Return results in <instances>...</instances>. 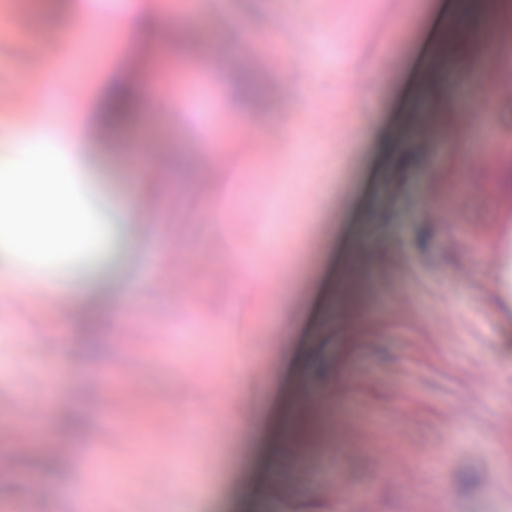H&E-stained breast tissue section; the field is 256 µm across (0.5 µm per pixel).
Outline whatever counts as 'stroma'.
<instances>
[{
  "label": "stroma",
  "instance_id": "1",
  "mask_svg": "<svg viewBox=\"0 0 512 512\" xmlns=\"http://www.w3.org/2000/svg\"><path fill=\"white\" fill-rule=\"evenodd\" d=\"M464 2L157 0L188 34L180 52L111 29L129 0H91L102 48L80 66L82 17L43 0L72 39L43 57L81 67L63 92L87 100L86 122L115 76L162 80L174 99L142 98L90 180L70 178L80 210L112 227L87 280L57 289V308L0 288V453L32 426L0 472V512H74L75 488L94 512H337L344 498L351 512H512V180L467 159L512 139V97L471 96L480 70L452 55L436 96L411 70L423 17ZM213 41L222 56H205ZM49 77L0 39V116L28 122ZM377 123V147L348 148ZM213 138L232 162L199 156L144 193L141 166ZM173 246L178 264L155 270ZM90 303L102 328L87 355L75 313ZM29 401L44 404L32 423Z\"/></svg>",
  "mask_w": 512,
  "mask_h": 512
}]
</instances>
